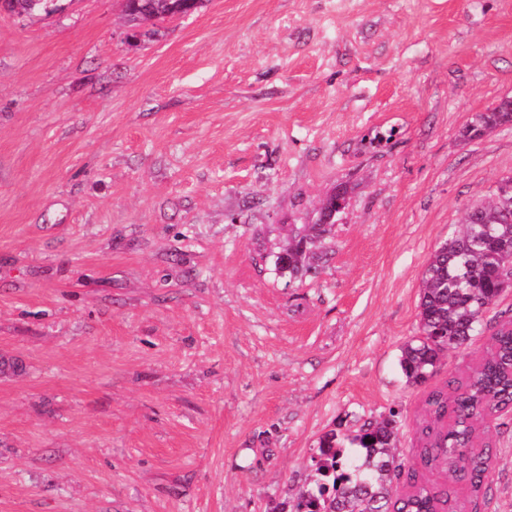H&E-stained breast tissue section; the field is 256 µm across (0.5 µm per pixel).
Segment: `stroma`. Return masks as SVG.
Here are the masks:
<instances>
[{
  "mask_svg": "<svg viewBox=\"0 0 512 512\" xmlns=\"http://www.w3.org/2000/svg\"><path fill=\"white\" fill-rule=\"evenodd\" d=\"M0 11V512H280L329 431L398 422L486 350L512 291L421 385L423 272L512 176V0H123ZM347 186L315 271L273 257ZM487 512H512V416ZM393 481L394 495L408 489ZM126 15L134 20L173 17L177 12L200 8L204 0H124ZM169 1V2H167ZM167 13V14H166ZM512 124V99L511 102L504 99L487 112L478 113L474 120L465 127L462 135L466 138H479L498 126Z\"/></svg>",
  "mask_w": 512,
  "mask_h": 512,
  "instance_id": "stroma-1",
  "label": "stroma"
}]
</instances>
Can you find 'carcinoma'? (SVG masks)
I'll list each match as a JSON object with an SVG mask.
<instances>
[{"mask_svg": "<svg viewBox=\"0 0 512 512\" xmlns=\"http://www.w3.org/2000/svg\"><path fill=\"white\" fill-rule=\"evenodd\" d=\"M204 0H125L126 15L134 20L165 19L200 8ZM512 124V101L505 100L478 113L463 136L479 138L504 124ZM330 229L303 225L288 235V263L279 267L290 276L311 269V260L324 247ZM512 288V178L502 181L493 197L470 205L461 229L448 235L431 255L422 276L419 335L401 350V368L410 384L432 376L447 351L471 340L485 314ZM449 391L434 389L425 400L419 426L423 446L414 449L425 466L448 463V472L470 484V512H480L483 484L494 463L490 449L476 446L486 420L512 409V320L492 337L485 355L460 379L448 382ZM394 419L365 422L345 439L359 448L345 455L343 439L335 431L320 438L312 457L313 475L299 490L292 512H454L456 498L427 483L391 500L392 479L401 473L397 458Z\"/></svg>", "mask_w": 512, "mask_h": 512, "instance_id": "cac0c4a2", "label": "carcinoma"}]
</instances>
